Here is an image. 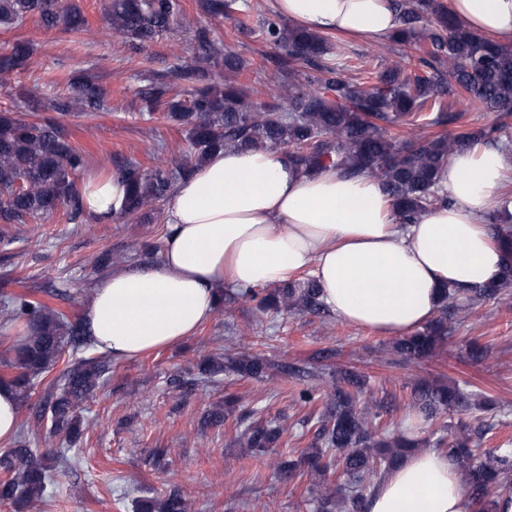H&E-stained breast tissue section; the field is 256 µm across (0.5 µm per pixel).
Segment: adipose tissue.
<instances>
[{"label": "adipose tissue", "mask_w": 512, "mask_h": 512, "mask_svg": "<svg viewBox=\"0 0 512 512\" xmlns=\"http://www.w3.org/2000/svg\"><path fill=\"white\" fill-rule=\"evenodd\" d=\"M296 26L381 42L400 26L393 0H269ZM468 29L512 44V0H448ZM501 149L455 154L441 174L449 205L400 223L381 183L327 168L298 172L269 150L213 153L172 189L158 262L116 269L95 286L83 325L95 349L128 360L181 342L213 314L224 288L275 287L310 273L342 322L403 335L435 314L443 287L459 296L494 279L504 251L486 215L505 205ZM120 174L90 178L82 204L109 224L128 209ZM368 512H472L457 468L425 448L387 472Z\"/></svg>", "instance_id": "ef3b65f1"}]
</instances>
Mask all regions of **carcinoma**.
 <instances>
[{
    "instance_id": "carcinoma-1",
    "label": "carcinoma",
    "mask_w": 512,
    "mask_h": 512,
    "mask_svg": "<svg viewBox=\"0 0 512 512\" xmlns=\"http://www.w3.org/2000/svg\"><path fill=\"white\" fill-rule=\"evenodd\" d=\"M401 28L393 40L422 49L415 71L402 61H393L367 80L349 76L355 65L330 58L332 47L321 34L286 25L275 19L263 22L262 35L276 50L274 63L293 72L309 68L317 75L305 82L292 79L269 82L250 89L234 81L243 61L232 50L216 47L204 31L199 32L202 61L224 67V82L207 83L195 89L190 100L167 102L168 115L185 128L188 150L171 158L170 166L142 171L132 163L117 166L129 189L128 216L169 196L174 180L217 150L266 149L280 152L299 170L308 173L333 167L350 175H368L378 180L393 201L404 224H412L427 210L448 204L439 186L441 170L455 154L471 149L484 139H501L500 128L485 127L454 134H434L459 119L454 106L461 96L480 103L489 112H512V46L494 43L459 23L444 0H401L397 4ZM207 11L222 19L243 12L248 4L239 0H207ZM183 14L182 0H111L107 23L112 37L147 46ZM30 15L39 16L45 28L59 22L81 31L85 16L73 3L61 0H0V25L10 27ZM33 55L30 43L13 42L0 51V76L28 68ZM175 77L204 81L207 69L198 64L178 63ZM72 93L46 104L33 98V110L45 107L63 114L93 112L104 102V90L78 78ZM169 84L158 82L143 92L151 112L168 93ZM85 164L83 154L67 141L64 126L50 118L33 122L20 112L0 113V224H23L50 214L65 205L71 215L81 214V195L76 173ZM512 287V253L499 279L474 293L479 299H494ZM233 299L253 303L262 312L324 311L321 288L311 278L288 282L263 294L239 288ZM459 297L451 289L441 293L439 316L422 329L399 338L393 345L404 362L432 355L448 343ZM3 316L24 318L31 335L14 348V357L4 365L15 370L6 382L21 399L28 398L33 381L50 372L64 354L88 344L82 321L19 296H7L0 305ZM471 360L487 364L491 347L473 339L467 346ZM269 362L260 354L205 356L198 375L214 378L226 372L260 378ZM110 370L103 358H82L63 371L61 384L47 392L42 415L50 419V432L63 433L74 444L81 435L75 408L99 389ZM366 379L352 373L326 385L321 394L302 389L297 403L324 400L309 448L296 460L273 463L284 479L306 477L322 512H367L368 498L379 478L421 448L448 453L457 466L460 484L472 504V512H496L497 499L512 491V441L479 452L485 434L463 424L445 421L455 413L490 409L481 393L456 382L419 379L411 386L408 405L417 419L433 427L431 435L418 439L412 432L385 426L384 402L360 403ZM251 411L240 417L243 429L238 444L264 454L279 447L288 430L261 419ZM0 504L34 500L45 496L50 486L51 466L43 455L25 443L0 456ZM336 480H331V477ZM192 505L173 489L162 498H140L135 512H191Z\"/></svg>"
}]
</instances>
